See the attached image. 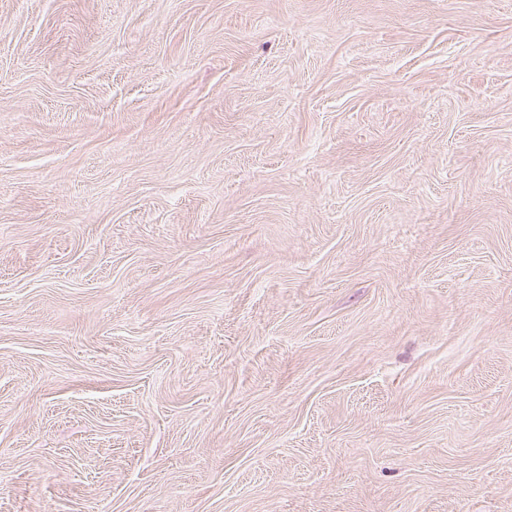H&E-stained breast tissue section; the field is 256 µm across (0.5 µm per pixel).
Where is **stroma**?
Here are the masks:
<instances>
[{"label":"stroma","mask_w":512,"mask_h":512,"mask_svg":"<svg viewBox=\"0 0 512 512\" xmlns=\"http://www.w3.org/2000/svg\"><path fill=\"white\" fill-rule=\"evenodd\" d=\"M0 512H512V0H0Z\"/></svg>","instance_id":"1"}]
</instances>
